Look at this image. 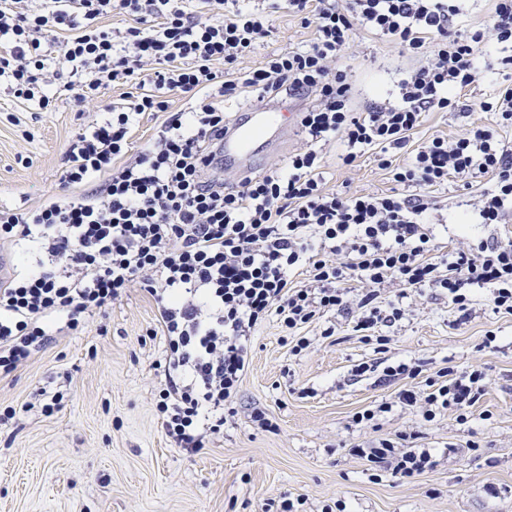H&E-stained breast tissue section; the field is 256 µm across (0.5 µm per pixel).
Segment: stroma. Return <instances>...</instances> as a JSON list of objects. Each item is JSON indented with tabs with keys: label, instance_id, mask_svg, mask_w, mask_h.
Segmentation results:
<instances>
[{
	"label": "stroma",
	"instance_id": "stroma-1",
	"mask_svg": "<svg viewBox=\"0 0 512 512\" xmlns=\"http://www.w3.org/2000/svg\"><path fill=\"white\" fill-rule=\"evenodd\" d=\"M353 105L362 111L392 96L414 58L358 31L349 50ZM504 74L466 89L470 112H431L417 134L453 139L490 123L479 103ZM97 106L62 92L41 112L9 96L0 80V206L35 208L65 193V153L95 119ZM456 184L434 189L435 243L452 247L460 201L478 195ZM324 187L352 194L387 193L393 183L373 150L354 166L328 149ZM467 320L436 288L405 299L403 318L375 328L385 352L365 338L355 318L329 312L303 328L311 345L294 352L298 336L278 321L255 335L250 368L222 435L195 455L171 447L155 411L162 379L155 370L164 343L154 336L156 304L130 289L83 327L56 332L12 375L0 379V512H282L302 500V512L342 502L346 512H512V315L493 310L488 293L472 288ZM335 334L324 337L323 329ZM494 342H486V335ZM418 363L417 388L450 369L482 371L484 392L466 422L453 412L423 421L418 409L393 408L365 425L356 413L392 401L400 381L356 376V365ZM60 392L52 414L25 410L37 388ZM266 414L270 428L253 420ZM417 431L434 470L408 481L374 473L350 448Z\"/></svg>",
	"mask_w": 512,
	"mask_h": 512
}]
</instances>
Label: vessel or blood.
<instances>
[{
  "label": "vessel or blood",
  "instance_id": "1",
  "mask_svg": "<svg viewBox=\"0 0 512 512\" xmlns=\"http://www.w3.org/2000/svg\"><path fill=\"white\" fill-rule=\"evenodd\" d=\"M297 129V118L288 103L268 105L252 112L224 134V166L246 170L260 154L281 150Z\"/></svg>",
  "mask_w": 512,
  "mask_h": 512
}]
</instances>
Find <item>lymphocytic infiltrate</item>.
I'll list each match as a JSON object with an SVG mask.
<instances>
[{
	"mask_svg": "<svg viewBox=\"0 0 512 512\" xmlns=\"http://www.w3.org/2000/svg\"><path fill=\"white\" fill-rule=\"evenodd\" d=\"M463 0H0V78L20 103L45 110L59 90L77 102L127 87L124 105L102 113L66 151L63 181L76 192L34 210H0V243L14 251L0 279V378L52 339L57 324L78 329L127 289L156 303L164 342L156 414L172 447L194 455L223 434L227 404L246 374L253 335L277 318L294 331L331 311H357L359 329L402 319L385 286L438 288L460 312L464 286L490 291L496 312L512 314V238L440 252L424 216L428 189L448 180L487 185L463 219L500 224L512 213V85L482 101L488 127L448 140L415 142L428 112H467L461 96L484 70L512 69V0H492L491 32L452 30ZM312 32L306 46L242 61L267 43L275 13ZM125 17L118 31L97 26ZM399 46L417 64L396 102L351 107L347 53L355 30ZM186 101L173 112L171 98ZM299 107L305 148L264 173L228 172L221 163L225 105ZM148 112L164 113L155 134L131 150ZM340 142L341 165L365 150L395 184L388 193L352 195L322 186L319 147ZM407 159L393 165L392 151ZM343 262H335V255ZM308 275L295 284L298 271ZM362 291L351 299L350 282ZM473 370L432 383L426 396L401 390L400 403L424 402L422 416L465 411L480 398ZM359 456L393 476L433 470L429 451L379 441Z\"/></svg>",
	"mask_w": 512,
	"mask_h": 512,
	"instance_id": "obj_1",
	"label": "lymphocytic infiltrate"
}]
</instances>
